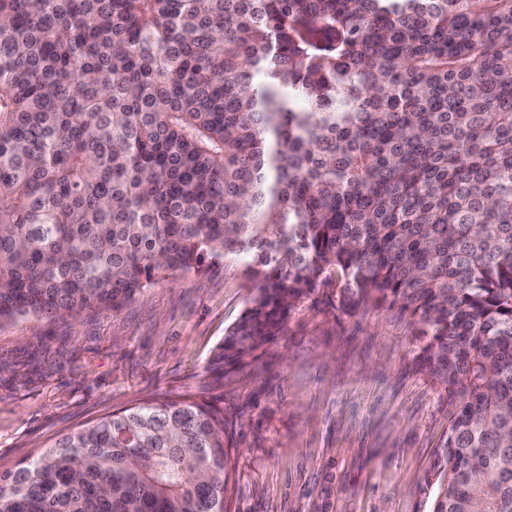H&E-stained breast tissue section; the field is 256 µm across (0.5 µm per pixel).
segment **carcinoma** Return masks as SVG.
<instances>
[{
  "mask_svg": "<svg viewBox=\"0 0 512 512\" xmlns=\"http://www.w3.org/2000/svg\"><path fill=\"white\" fill-rule=\"evenodd\" d=\"M243 260L232 367L340 284L457 397L430 512H512V0H0V323ZM224 410L100 417L0 512H229Z\"/></svg>",
  "mask_w": 512,
  "mask_h": 512,
  "instance_id": "carcinoma-1",
  "label": "carcinoma"
}]
</instances>
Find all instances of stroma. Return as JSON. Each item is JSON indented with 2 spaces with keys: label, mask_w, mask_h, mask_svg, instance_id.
<instances>
[{
  "label": "stroma",
  "mask_w": 512,
  "mask_h": 512,
  "mask_svg": "<svg viewBox=\"0 0 512 512\" xmlns=\"http://www.w3.org/2000/svg\"><path fill=\"white\" fill-rule=\"evenodd\" d=\"M254 293L235 258L118 309L0 324V474L62 434L160 396L224 411L230 512H429L426 475L457 401L397 311L324 290L256 357L213 373Z\"/></svg>",
  "instance_id": "stroma-1"
}]
</instances>
